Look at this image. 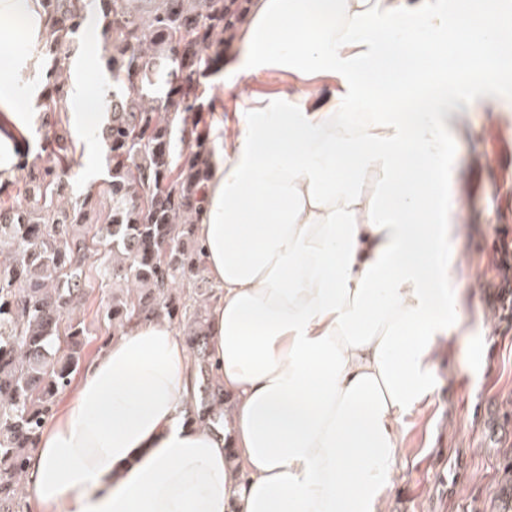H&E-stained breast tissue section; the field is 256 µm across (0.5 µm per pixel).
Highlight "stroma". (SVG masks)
Listing matches in <instances>:
<instances>
[{
    "mask_svg": "<svg viewBox=\"0 0 512 512\" xmlns=\"http://www.w3.org/2000/svg\"><path fill=\"white\" fill-rule=\"evenodd\" d=\"M99 53L81 38L72 66L74 86L96 97L106 82ZM469 122L451 151L469 201L460 220L464 308L481 317L482 333L437 344L433 401L405 419L390 512H499V463L512 450V326L498 301L512 268L492 249L500 226L512 225V112L476 109Z\"/></svg>",
    "mask_w": 512,
    "mask_h": 512,
    "instance_id": "1",
    "label": "stroma"
}]
</instances>
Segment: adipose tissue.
Listing matches in <instances>:
<instances>
[{
	"label": "adipose tissue",
	"instance_id": "ef3b65f1",
	"mask_svg": "<svg viewBox=\"0 0 512 512\" xmlns=\"http://www.w3.org/2000/svg\"><path fill=\"white\" fill-rule=\"evenodd\" d=\"M250 19L229 71L334 92L242 95L216 145L196 227L224 433L184 420L181 334L135 324L42 430L36 512H386L403 419L464 321L450 144L473 107L512 109V0H253ZM42 30L35 0H0V37Z\"/></svg>",
	"mask_w": 512,
	"mask_h": 512
}]
</instances>
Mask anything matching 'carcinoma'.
Wrapping results in <instances>:
<instances>
[{"label":"carcinoma","mask_w":512,"mask_h":512,"mask_svg":"<svg viewBox=\"0 0 512 512\" xmlns=\"http://www.w3.org/2000/svg\"><path fill=\"white\" fill-rule=\"evenodd\" d=\"M249 0H37L46 63L40 151L0 171V512H24L22 479L59 395L93 331L81 317L97 280L112 284L103 320L112 335L139 321L179 328L196 393L187 418L224 429L231 409L208 351L218 299L196 236L211 158V120L222 99L206 81L224 68V46ZM102 28L108 74L106 174L66 193L77 143L64 107L71 59L87 16ZM108 199L97 217L100 196ZM100 223L96 235L89 224ZM103 250L96 273L87 261ZM501 512H512V455L500 465Z\"/></svg>","instance_id":"1"}]
</instances>
